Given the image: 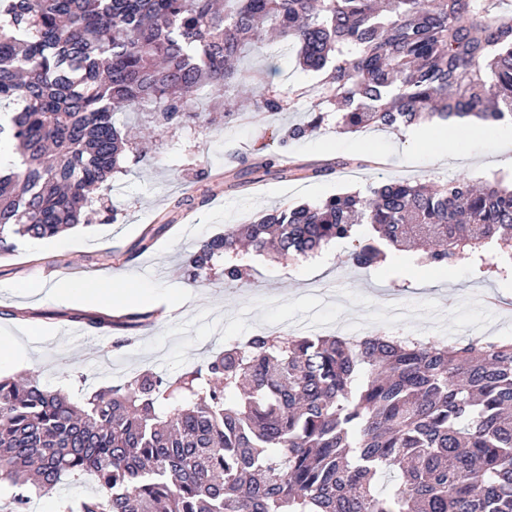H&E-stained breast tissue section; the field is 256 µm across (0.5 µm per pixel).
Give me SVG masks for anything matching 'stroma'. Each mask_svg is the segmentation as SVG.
<instances>
[{
    "mask_svg": "<svg viewBox=\"0 0 512 512\" xmlns=\"http://www.w3.org/2000/svg\"><path fill=\"white\" fill-rule=\"evenodd\" d=\"M238 73L255 80L258 89L288 91L295 109L257 114L219 91L198 102L209 111L210 124H185L161 137L137 127L135 113H118L120 128L137 127L136 142L150 158L116 174L115 220L25 240L0 257V341L15 353L0 366V376L24 379L35 373L41 383L81 403L93 388L137 371L174 376L201 365L239 336L271 329L335 335L337 322L367 320L385 293L412 309L420 335L452 341L512 336V282L479 279L463 260L427 267L422 279L405 263L369 270L346 264L344 243L321 273L308 260L285 264L265 255L252 258L251 276L242 286L229 288L218 279L188 284L183 262L203 240L276 206L312 205L391 177L512 184V167L499 164V144L488 129L455 134L443 164L430 161L439 148L436 140H414L405 130L340 135L324 127L311 137L285 141L289 126L322 109L314 90L318 74L302 70L285 48L266 44L240 60ZM232 152L252 163L271 158L275 166L260 181L248 182L235 177ZM372 154L379 159L375 169L346 168L321 179L281 175L291 165ZM105 273L136 278L147 298L129 302L118 295L99 306L20 290L27 283L50 287ZM177 297L183 307L168 313ZM70 326L83 328V336L66 335Z\"/></svg>",
    "mask_w": 512,
    "mask_h": 512,
    "instance_id": "obj_1",
    "label": "stroma"
}]
</instances>
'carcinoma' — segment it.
I'll return each instance as SVG.
<instances>
[{
  "instance_id": "1",
  "label": "carcinoma",
  "mask_w": 512,
  "mask_h": 512,
  "mask_svg": "<svg viewBox=\"0 0 512 512\" xmlns=\"http://www.w3.org/2000/svg\"><path fill=\"white\" fill-rule=\"evenodd\" d=\"M0 0V256L112 210L128 140L119 111L161 134L194 100L237 79L274 31L321 75L336 132L398 130L434 118L512 123V10L504 0ZM292 104L266 91L255 112ZM331 116L288 129L306 137ZM365 160L300 167L327 177ZM345 242L369 269L422 246L421 265L470 260L502 280L512 264V188L391 179L367 194L283 207L237 224L185 261L188 279L249 255L290 262ZM94 478L60 512H512V338L444 343L379 332H262L174 377L135 372L83 406L32 376L0 377V512H25L27 483L49 492Z\"/></svg>"
}]
</instances>
